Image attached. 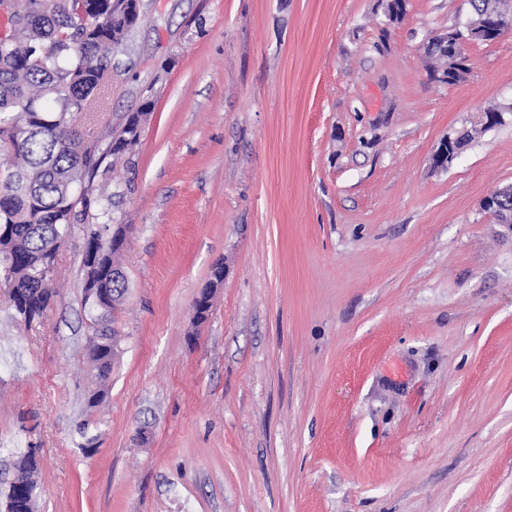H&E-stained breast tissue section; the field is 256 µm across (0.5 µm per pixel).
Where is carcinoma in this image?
Returning <instances> with one entry per match:
<instances>
[{"label":"carcinoma","instance_id":"carcinoma-1","mask_svg":"<svg viewBox=\"0 0 512 512\" xmlns=\"http://www.w3.org/2000/svg\"><path fill=\"white\" fill-rule=\"evenodd\" d=\"M469 2L474 18L493 13L512 21L506 0ZM0 7V250L14 258L9 272L0 271V287L29 320L27 311L42 313L53 298L42 271L60 234L93 208L95 218L109 216L110 198L75 196L73 184L92 176L103 157L125 153L129 139L140 135V115L103 148L75 126L76 115L97 105L112 49L131 30V20L112 13V0H0ZM107 227L97 222L87 233L102 257L96 266L83 262L84 292L97 290L114 310L127 277L112 239L103 236ZM118 345L115 333L90 338L91 407L104 398ZM37 468L31 451L17 460L24 488L19 495L9 489L12 512H34Z\"/></svg>","mask_w":512,"mask_h":512}]
</instances>
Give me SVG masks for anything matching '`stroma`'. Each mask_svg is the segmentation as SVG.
Segmentation results:
<instances>
[{
    "instance_id": "stroma-1",
    "label": "stroma",
    "mask_w": 512,
    "mask_h": 512,
    "mask_svg": "<svg viewBox=\"0 0 512 512\" xmlns=\"http://www.w3.org/2000/svg\"><path fill=\"white\" fill-rule=\"evenodd\" d=\"M141 0L84 133L139 143L90 182L127 227L119 308L84 302L86 225L27 322L0 288V512H512V33L453 85L427 46L468 0ZM207 319L196 298L216 263ZM116 330L88 407V342ZM97 437L81 449V424ZM466 143L463 134L454 138L447 137L442 140L439 147L432 156V164L437 169H447L448 161L453 160L462 150ZM512 197V186L498 188L485 197L484 208L495 218L498 224H512V209L505 200ZM38 463L33 459L32 448L22 455L16 462V473L21 477L25 487L21 495L14 494V489L9 487L7 497L13 499L12 512H34L37 484L34 479Z\"/></svg>"
}]
</instances>
